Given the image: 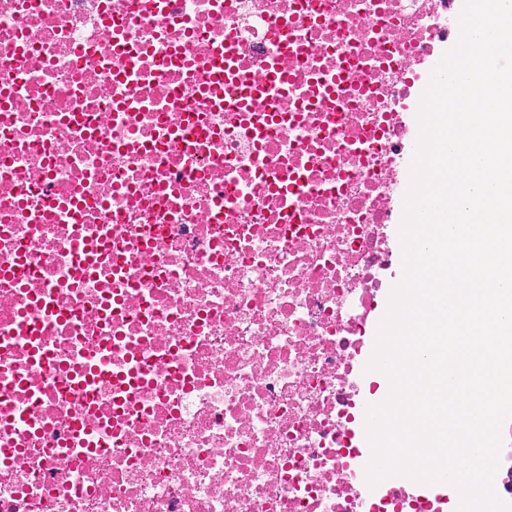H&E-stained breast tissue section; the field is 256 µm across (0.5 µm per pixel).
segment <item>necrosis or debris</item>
<instances>
[{
	"mask_svg": "<svg viewBox=\"0 0 512 512\" xmlns=\"http://www.w3.org/2000/svg\"><path fill=\"white\" fill-rule=\"evenodd\" d=\"M451 0H0V512H445L354 425ZM456 43L452 39L448 43H440L434 50L433 54L427 57L420 65L417 66L419 74L422 78L415 81L412 93V99L408 103V112H405V117L408 124V133L405 142L404 160L398 169L397 174V189L392 198L391 205L393 207V223L390 224L388 229V250L392 259V266L388 271L385 284L380 290L378 295V305L375 311L371 314L368 322V332L365 339V344L360 357L364 377L369 382H377V387L380 388L374 392L369 391L367 384L363 394L366 399L380 403V398L388 393V377L385 374H378L367 370L366 365L375 351L376 336L380 322L387 307L389 306V299L393 288L397 285V281L403 277V256L401 254V240L399 235V227L403 218L402 199L405 196L410 183V162L415 148L416 142L419 137L420 127L418 121V113L413 112L419 102L421 89L425 84L424 74L435 68L440 62L443 55L450 49L449 46H454Z\"/></svg>",
	"mask_w": 512,
	"mask_h": 512,
	"instance_id": "necrosis-or-debris-1",
	"label": "necrosis or debris"
}]
</instances>
